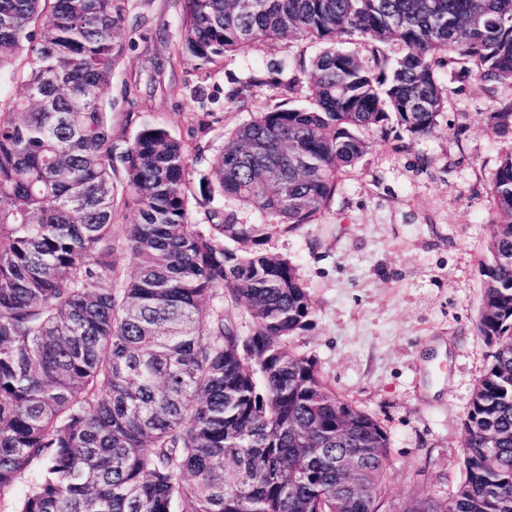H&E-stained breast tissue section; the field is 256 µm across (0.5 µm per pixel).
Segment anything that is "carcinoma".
<instances>
[{
    "label": "carcinoma",
    "instance_id": "carcinoma-1",
    "mask_svg": "<svg viewBox=\"0 0 512 512\" xmlns=\"http://www.w3.org/2000/svg\"><path fill=\"white\" fill-rule=\"evenodd\" d=\"M181 7L179 53L200 69L269 40L322 46L310 104L257 110L199 187V206L218 195L264 224L222 209L194 222L185 145L161 124L115 155L103 91L130 0H0V85L20 87L0 96V512H380L387 435L288 348L310 295L257 246L328 207L364 133L436 134L443 68L511 86L512 0ZM487 127L512 135V99ZM490 193L477 331L492 360L463 423L464 478L427 512H512V152Z\"/></svg>",
    "mask_w": 512,
    "mask_h": 512
}]
</instances>
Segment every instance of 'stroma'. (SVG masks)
<instances>
[{"mask_svg": "<svg viewBox=\"0 0 512 512\" xmlns=\"http://www.w3.org/2000/svg\"><path fill=\"white\" fill-rule=\"evenodd\" d=\"M180 17V0H131L124 51L103 99L116 152L144 123L161 124L184 143L196 183L229 134L280 101L289 80L308 85L290 62L320 47L263 43L200 70L178 53ZM440 76L448 104L438 134L413 139L392 123L367 132L366 156L328 208L261 246L295 266L312 301V324L289 348L315 360L336 392L387 433L385 512L454 493L463 477L462 423L491 360L476 330L480 261L495 220L489 179L512 139L494 137L485 115L512 98V87L450 68Z\"/></svg>", "mask_w": 512, "mask_h": 512, "instance_id": "1", "label": "stroma"}]
</instances>
